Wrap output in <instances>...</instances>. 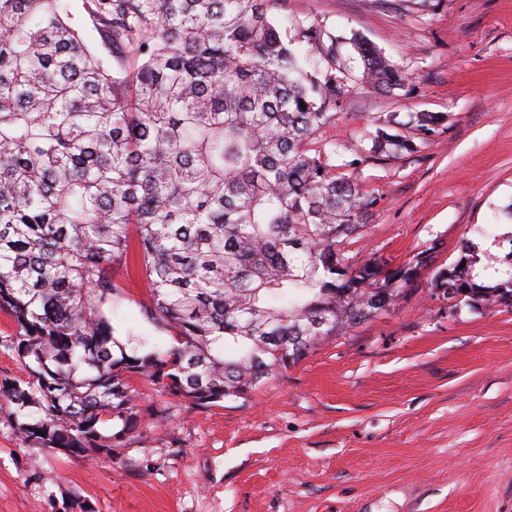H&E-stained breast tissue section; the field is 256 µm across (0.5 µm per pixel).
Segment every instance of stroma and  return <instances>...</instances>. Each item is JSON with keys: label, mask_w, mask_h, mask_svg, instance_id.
<instances>
[{"label": "stroma", "mask_w": 512, "mask_h": 512, "mask_svg": "<svg viewBox=\"0 0 512 512\" xmlns=\"http://www.w3.org/2000/svg\"><path fill=\"white\" fill-rule=\"evenodd\" d=\"M288 36L341 44L336 118L317 141L377 199L349 262L449 264L470 238L512 251V0H287ZM361 38L408 80L362 83ZM446 122L419 152L371 155L378 116ZM140 258L116 266L118 332L155 335ZM418 284L258 390L201 407L133 381L158 409L113 456L21 442L0 410V512H512V307L432 299Z\"/></svg>", "instance_id": "1"}]
</instances>
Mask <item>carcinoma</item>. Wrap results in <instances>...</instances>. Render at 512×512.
Wrapping results in <instances>:
<instances>
[{"label": "carcinoma", "instance_id": "carcinoma-1", "mask_svg": "<svg viewBox=\"0 0 512 512\" xmlns=\"http://www.w3.org/2000/svg\"><path fill=\"white\" fill-rule=\"evenodd\" d=\"M286 0H0V310L22 376L0 384L22 442L107 457L148 409L130 382L209 406L241 397L379 316L432 258L348 264L377 199L312 147L336 116V39L293 45ZM362 80L402 71L354 43ZM442 117L377 120L370 152L411 154ZM410 129L404 134L400 126ZM142 256L163 340L115 336L112 268ZM471 240L431 297L512 305V262ZM119 429H114V426Z\"/></svg>", "mask_w": 512, "mask_h": 512}]
</instances>
